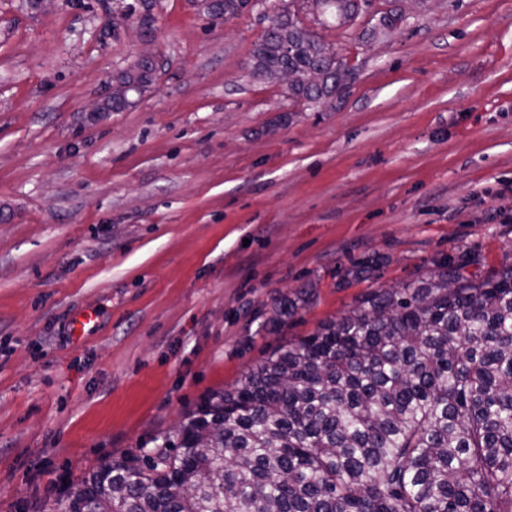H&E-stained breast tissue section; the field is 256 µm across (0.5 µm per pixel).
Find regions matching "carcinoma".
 Returning a JSON list of instances; mask_svg holds the SVG:
<instances>
[{
  "label": "carcinoma",
  "instance_id": "1",
  "mask_svg": "<svg viewBox=\"0 0 512 512\" xmlns=\"http://www.w3.org/2000/svg\"><path fill=\"white\" fill-rule=\"evenodd\" d=\"M248 0H201L212 19ZM152 0L126 6L151 26ZM288 66L292 97L341 93L349 72L297 12L253 51ZM325 69L320 88L305 82ZM154 64L120 75L148 86ZM448 261L369 293L271 352L187 413L157 449L69 483L58 512H512V262Z\"/></svg>",
  "mask_w": 512,
  "mask_h": 512
}]
</instances>
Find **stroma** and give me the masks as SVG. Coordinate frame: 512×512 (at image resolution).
I'll list each match as a JSON object with an SVG mask.
<instances>
[{
	"mask_svg": "<svg viewBox=\"0 0 512 512\" xmlns=\"http://www.w3.org/2000/svg\"><path fill=\"white\" fill-rule=\"evenodd\" d=\"M127 2L0 0V512H55L371 291L512 262V0L312 23L351 69L316 102L255 77L263 11ZM146 47L133 105L89 112Z\"/></svg>",
	"mask_w": 512,
	"mask_h": 512,
	"instance_id": "stroma-1",
	"label": "stroma"
}]
</instances>
